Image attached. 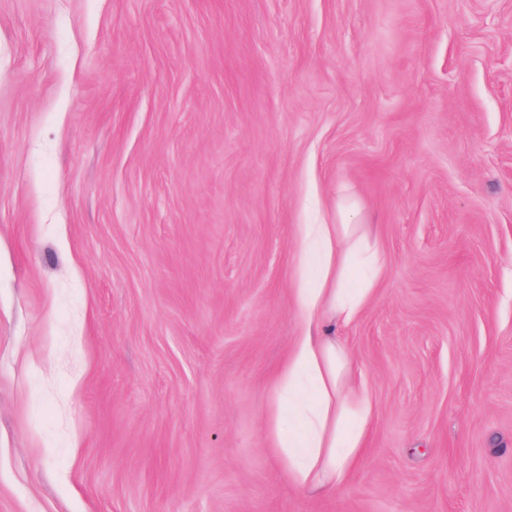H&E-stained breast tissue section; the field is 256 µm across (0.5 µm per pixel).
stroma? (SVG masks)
Masks as SVG:
<instances>
[{
  "label": "stroma",
  "mask_w": 512,
  "mask_h": 512,
  "mask_svg": "<svg viewBox=\"0 0 512 512\" xmlns=\"http://www.w3.org/2000/svg\"><path fill=\"white\" fill-rule=\"evenodd\" d=\"M340 198L376 421L310 495L266 426ZM0 512H512V0H0Z\"/></svg>",
  "instance_id": "obj_1"
}]
</instances>
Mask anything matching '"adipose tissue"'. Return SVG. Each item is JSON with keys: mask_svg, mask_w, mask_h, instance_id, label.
Here are the masks:
<instances>
[{"mask_svg": "<svg viewBox=\"0 0 512 512\" xmlns=\"http://www.w3.org/2000/svg\"><path fill=\"white\" fill-rule=\"evenodd\" d=\"M338 204L332 224H301L294 302L300 328L272 388L267 435L294 486L340 488L368 445L375 408L362 372L334 331L360 319L387 266L367 225Z\"/></svg>", "mask_w": 512, "mask_h": 512, "instance_id": "adipose-tissue-1", "label": "adipose tissue"}]
</instances>
